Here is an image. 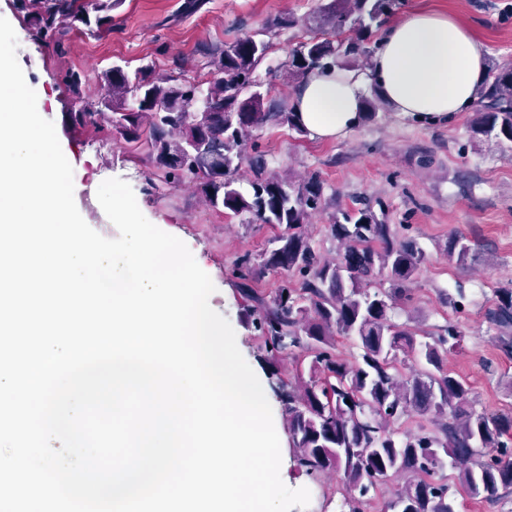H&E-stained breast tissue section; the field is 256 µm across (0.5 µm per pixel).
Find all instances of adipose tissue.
<instances>
[{
  "mask_svg": "<svg viewBox=\"0 0 512 512\" xmlns=\"http://www.w3.org/2000/svg\"><path fill=\"white\" fill-rule=\"evenodd\" d=\"M486 72L485 53L468 27L445 13L415 11L382 32L369 69L308 75L290 107L317 140L340 139L357 127L370 89L402 116L449 121L473 106Z\"/></svg>",
  "mask_w": 512,
  "mask_h": 512,
  "instance_id": "ef3b65f1",
  "label": "adipose tissue"
}]
</instances>
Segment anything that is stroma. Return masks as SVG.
Masks as SVG:
<instances>
[{"label":"stroma","instance_id":"1","mask_svg":"<svg viewBox=\"0 0 512 512\" xmlns=\"http://www.w3.org/2000/svg\"><path fill=\"white\" fill-rule=\"evenodd\" d=\"M183 2L121 0L112 12L111 34L72 33L70 52L62 60L32 39L13 0H0V16L16 32L17 60L25 80L37 94L42 117L54 123L73 167L74 199L83 219L102 236L117 237L96 192L105 180H125L143 215L181 239L210 276L215 286L209 298L212 309L228 320L244 359L270 389L275 380L260 359L256 337L242 322L245 300L230 269L238 256L272 248L278 227L247 224L227 210L209 208L186 187L159 195L148 192L147 159L95 131L73 132L65 122L69 101L52 77L66 65L92 82L115 65L131 72L160 62L162 45L184 58L191 77L205 49L222 48L263 28L271 45L264 64L274 67L315 29L310 15L317 0H208L187 17L178 14ZM417 10L453 15L473 30L488 66H512V0H402L401 14ZM173 14L177 22L160 27V20ZM287 16L305 18L306 23L279 28ZM470 119V113L462 112L445 123L405 121L383 105L375 121L359 124L340 140H314L285 126L257 131L255 140L266 152L271 170L289 169L300 177L316 172L324 181L323 209L306 226L322 255L330 257L336 251L327 232L332 217L363 197L382 205L388 223L419 243L426 261L413 284L411 304L396 310L395 320L423 335L457 319L464 338L449 354L448 369L468 382L474 410L512 414V357L498 348L485 319L494 289L512 282V150L492 140L472 139ZM456 234L477 249L467 262H458L446 251L449 237ZM459 292L465 295L466 310L456 315L443 298ZM270 406L280 440L281 479L288 488L310 492L307 508L292 512H350L338 474L331 472L313 482L298 473L278 396H271Z\"/></svg>","mask_w":512,"mask_h":512}]
</instances>
